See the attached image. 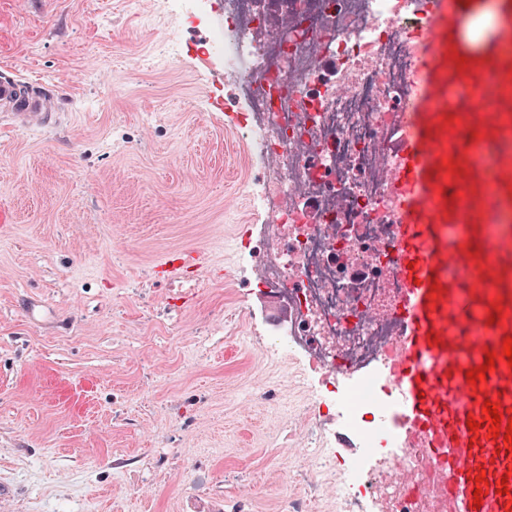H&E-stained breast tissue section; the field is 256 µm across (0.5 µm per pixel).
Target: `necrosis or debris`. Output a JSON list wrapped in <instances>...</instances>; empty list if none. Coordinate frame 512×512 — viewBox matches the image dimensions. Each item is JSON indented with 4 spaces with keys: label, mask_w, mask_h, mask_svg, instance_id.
Here are the masks:
<instances>
[{
    "label": "necrosis or debris",
    "mask_w": 512,
    "mask_h": 512,
    "mask_svg": "<svg viewBox=\"0 0 512 512\" xmlns=\"http://www.w3.org/2000/svg\"><path fill=\"white\" fill-rule=\"evenodd\" d=\"M280 14L304 19L301 40L270 50L254 40V0H224V16L210 20V0H187L184 18L208 20L198 56L220 63L231 97L245 112L250 158L260 170L254 210L265 211L255 281L276 292L294 314L282 332L306 355L323 391L336 399V368L358 370L342 406L344 426L365 437L363 455L339 490L341 512H367L369 499L387 512H435L441 495L429 449L403 447L386 414L396 405L387 378L392 318L349 319L355 305L377 307L383 274L371 262L390 245L389 198L379 159L388 126L413 103L424 19L410 0H276ZM340 67L326 76L320 62ZM351 86L342 95L338 86ZM425 495L406 497L384 468L395 448Z\"/></svg>",
    "instance_id": "4bbe7bcc"
}]
</instances>
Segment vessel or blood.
<instances>
[{"label":"vessel or blood","mask_w":512,"mask_h":512,"mask_svg":"<svg viewBox=\"0 0 512 512\" xmlns=\"http://www.w3.org/2000/svg\"><path fill=\"white\" fill-rule=\"evenodd\" d=\"M426 19L416 56L419 95L395 121L385 175L397 200L387 270L399 323L387 356L402 392L408 437L433 448L448 512H512V446L493 437L483 408L512 424V229L487 244L480 219L496 196L512 210V162L488 144L512 138V0H497L499 25L475 34L483 0H416ZM485 102L471 92L488 75ZM0 119L19 131L46 130L61 115L53 98L15 72L0 74ZM494 354V366L467 374ZM478 429H469V421ZM486 477L478 485V477Z\"/></svg>","instance_id":"1"}]
</instances>
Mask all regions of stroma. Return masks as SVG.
Instances as JSON below:
<instances>
[{
	"label": "stroma",
	"instance_id": "35a3bbf8",
	"mask_svg": "<svg viewBox=\"0 0 512 512\" xmlns=\"http://www.w3.org/2000/svg\"><path fill=\"white\" fill-rule=\"evenodd\" d=\"M172 0H0V68L62 123L0 125V512H340L304 360L248 281L264 219L206 25ZM187 275L159 271L190 261Z\"/></svg>",
	"mask_w": 512,
	"mask_h": 512
}]
</instances>
